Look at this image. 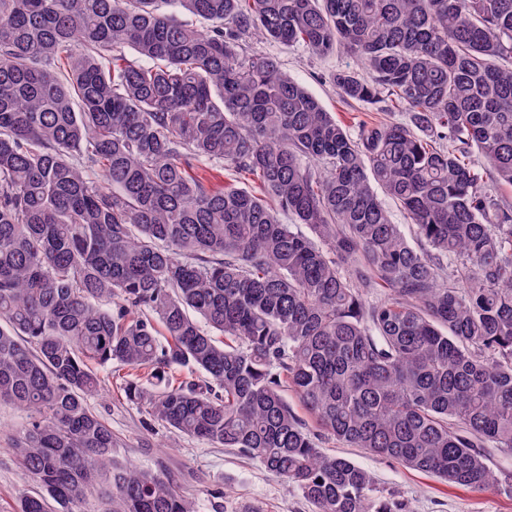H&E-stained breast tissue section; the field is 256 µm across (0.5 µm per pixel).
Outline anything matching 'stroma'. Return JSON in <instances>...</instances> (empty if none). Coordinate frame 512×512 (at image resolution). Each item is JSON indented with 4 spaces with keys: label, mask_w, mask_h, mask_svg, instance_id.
<instances>
[{
    "label": "stroma",
    "mask_w": 512,
    "mask_h": 512,
    "mask_svg": "<svg viewBox=\"0 0 512 512\" xmlns=\"http://www.w3.org/2000/svg\"><path fill=\"white\" fill-rule=\"evenodd\" d=\"M249 46L252 51L276 57L283 71L346 126L376 118L371 108L341 99L330 80L336 70L357 67L355 58L342 52L313 57L302 49L264 39L250 40ZM97 372L102 391L91 399L90 406L118 440L113 450L118 463L164 469L174 477L178 491L197 500L201 512H211L210 493L216 488L225 492L224 512H242L246 507L257 508L258 512H314L311 504L287 490L258 460L237 449L216 447L150 423L145 408L130 402L123 391L128 367L109 363L98 367ZM25 420V414L14 406L0 404V512H17L21 494L34 487L11 448L12 435ZM325 449L344 454L369 470L380 495L403 501L409 512H512L510 495L451 486L358 448L344 449L329 442Z\"/></svg>",
    "instance_id": "35a3bbf8"
}]
</instances>
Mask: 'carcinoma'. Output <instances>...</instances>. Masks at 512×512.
<instances>
[{"mask_svg": "<svg viewBox=\"0 0 512 512\" xmlns=\"http://www.w3.org/2000/svg\"><path fill=\"white\" fill-rule=\"evenodd\" d=\"M255 37L353 56L336 91L408 122L342 126L243 52ZM500 185L512 0H0V403L27 416L14 450L37 484L18 512H200L114 461L91 361L145 370L125 392L150 420L259 460L316 512H407L327 440L512 494L491 466L512 454Z\"/></svg>", "mask_w": 512, "mask_h": 512, "instance_id": "carcinoma-1", "label": "carcinoma"}]
</instances>
